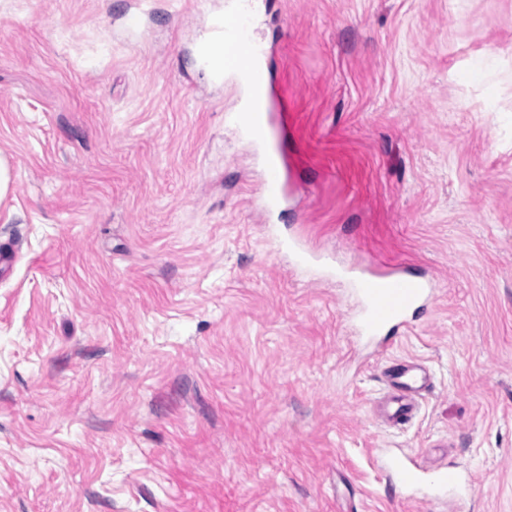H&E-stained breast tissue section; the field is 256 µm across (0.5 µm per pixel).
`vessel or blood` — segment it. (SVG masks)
<instances>
[{
  "instance_id": "obj_1",
  "label": "vessel or blood",
  "mask_w": 512,
  "mask_h": 512,
  "mask_svg": "<svg viewBox=\"0 0 512 512\" xmlns=\"http://www.w3.org/2000/svg\"><path fill=\"white\" fill-rule=\"evenodd\" d=\"M261 52L245 25L237 20L226 24L222 44L212 43L204 49L205 56L210 58L223 55L225 72L241 77L251 87L264 83L262 71L253 65ZM286 195L287 186L277 164L268 163L260 191L264 209L277 208ZM343 279L358 303L357 335L362 343L377 340L385 331L406 328L409 314L430 294L426 281L397 270L349 269ZM384 376L389 387L388 406L383 413L385 421L394 425L409 423L430 387L427 368L414 361H404L386 368ZM384 469L387 478L406 492L428 489L437 498L459 504L469 490L461 472L452 465L431 472L417 463L391 456L385 460Z\"/></svg>"
}]
</instances>
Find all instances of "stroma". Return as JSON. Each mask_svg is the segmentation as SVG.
<instances>
[{"label": "stroma", "instance_id": "1", "mask_svg": "<svg viewBox=\"0 0 512 512\" xmlns=\"http://www.w3.org/2000/svg\"><path fill=\"white\" fill-rule=\"evenodd\" d=\"M261 2L269 213L194 60L224 0H0V512H452L386 448L512 512V0ZM368 264L435 285L379 349L332 272ZM400 360L433 390L392 428ZM287 195V186L281 179L277 164L267 163V175L261 186L260 198L265 210L277 208ZM384 469L386 477L406 493L429 489L437 498L461 504L470 490L461 472L453 465L430 472L417 463L390 456L384 462Z\"/></svg>", "mask_w": 512, "mask_h": 512}]
</instances>
